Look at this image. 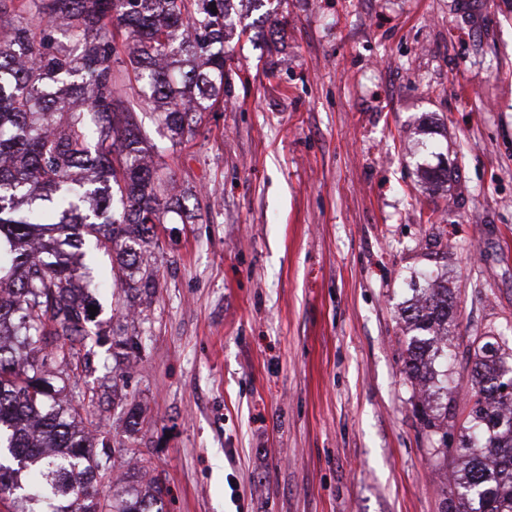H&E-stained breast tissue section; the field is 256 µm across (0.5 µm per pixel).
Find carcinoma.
Listing matches in <instances>:
<instances>
[{"label": "carcinoma", "mask_w": 512, "mask_h": 512, "mask_svg": "<svg viewBox=\"0 0 512 512\" xmlns=\"http://www.w3.org/2000/svg\"><path fill=\"white\" fill-rule=\"evenodd\" d=\"M232 0H0V502L7 512H165L154 481L102 498L112 468L100 419L44 373L79 359L103 323L79 285L96 276L119 294L156 288L157 230L190 224L198 203L173 200L136 118L144 105L170 147L224 102ZM33 13L34 23L20 13ZM138 87V101L123 81ZM112 256L107 270L95 262ZM456 294L412 289L403 373L433 430L455 418L450 386ZM466 425L454 449L448 512H512V345L475 336Z\"/></svg>", "instance_id": "carcinoma-1"}]
</instances>
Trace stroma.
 Instances as JSON below:
<instances>
[{"mask_svg":"<svg viewBox=\"0 0 512 512\" xmlns=\"http://www.w3.org/2000/svg\"><path fill=\"white\" fill-rule=\"evenodd\" d=\"M270 3L282 40L236 0L224 107L161 160L200 208L158 229L140 356L92 347L68 381L119 444L99 492L135 465L168 512H446L400 313L455 288L463 393L470 336L512 326V0Z\"/></svg>","mask_w":512,"mask_h":512,"instance_id":"35a3bbf8","label":"stroma"}]
</instances>
